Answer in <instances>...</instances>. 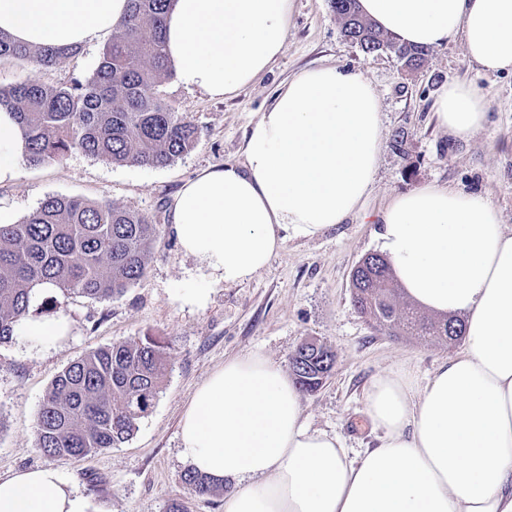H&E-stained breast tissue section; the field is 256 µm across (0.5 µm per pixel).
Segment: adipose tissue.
Returning a JSON list of instances; mask_svg holds the SVG:
<instances>
[{
	"label": "adipose tissue",
	"mask_w": 512,
	"mask_h": 512,
	"mask_svg": "<svg viewBox=\"0 0 512 512\" xmlns=\"http://www.w3.org/2000/svg\"><path fill=\"white\" fill-rule=\"evenodd\" d=\"M292 0H169L164 51L179 84L212 97L250 85L281 55ZM397 41L432 48L461 36L488 73L512 72V0H359ZM128 0H0V31L29 46L107 39ZM442 130L468 140L484 98L449 81L436 100ZM372 84L332 66L300 71L251 126L243 163L188 179L171 205L180 251L213 281L252 279L286 233L312 237L360 212L382 148ZM24 156L15 114L0 107V183ZM405 296L437 316L466 317L463 348L417 383L373 379L365 413L375 447L350 455L336 433L310 428L301 393L263 356L225 360L179 422L190 468L235 488L224 512H512V231L486 198L435 184L394 198L377 233ZM15 333L49 347L65 316L22 317ZM0 512H85L54 469L0 479Z\"/></svg>",
	"instance_id": "1"
}]
</instances>
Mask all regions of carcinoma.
<instances>
[{"label":"carcinoma","instance_id":"cac0c4a2","mask_svg":"<svg viewBox=\"0 0 512 512\" xmlns=\"http://www.w3.org/2000/svg\"><path fill=\"white\" fill-rule=\"evenodd\" d=\"M167 0H129V10L104 46L93 74L66 86L27 79L0 88V106L21 124L31 165L58 162L77 150L115 165L163 167L188 153L198 128L156 95L171 75L163 52ZM348 39L373 54L386 47L402 62L425 60L422 47L401 44L359 10L358 0H330ZM75 48H29L0 31V58L51 68ZM154 225L134 211L63 195L47 197L18 224H0V344L12 339L18 320L46 288L62 297L99 301L122 295L146 269ZM352 303L375 328L392 336L455 341L464 336L457 318L428 319L399 306L401 288L387 259L372 253L351 274ZM336 354L301 343L289 357L302 379L332 372ZM170 362L151 336L118 342L70 364L48 389L37 413L36 445L53 456L84 457L117 447L132 436L161 392ZM182 481L198 495L215 490L206 475L187 470Z\"/></svg>","mask_w":512,"mask_h":512}]
</instances>
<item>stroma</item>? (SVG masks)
Wrapping results in <instances>:
<instances>
[{
  "instance_id": "35a3bbf8",
  "label": "stroma",
  "mask_w": 512,
  "mask_h": 512,
  "mask_svg": "<svg viewBox=\"0 0 512 512\" xmlns=\"http://www.w3.org/2000/svg\"><path fill=\"white\" fill-rule=\"evenodd\" d=\"M102 49L99 43L82 46L77 55L47 69L0 59V87L29 78L46 84L84 79L96 68ZM323 65L361 74L380 98L384 141L364 214L313 237L287 236L248 282H211L172 237L175 193L202 169L243 162L245 136L279 88L299 71ZM455 78L469 81L488 108L484 127L459 143L438 127L433 109L440 87ZM157 94L198 128L195 147L171 164L117 166L74 151L52 164L21 163L17 179L0 184V209L18 221L47 196L67 195L137 212L155 227L145 273L122 296L58 299V313L72 324L67 340L35 348L16 336L0 344V478L56 469L84 500L86 512H167L176 499L188 512H224L232 481L207 496L196 495L182 481L187 465L181 455V414L195 389L226 359L259 354L284 367L307 339L336 354L326 383L302 397L308 424L339 433L353 452L374 447L364 402L372 379L384 371L408 370L425 380L458 346L384 335L354 308L351 270L363 256L380 250L368 214L415 187L437 183L489 198L512 229V73L481 71L469 60L461 37L431 48L423 68L412 73L394 54L368 56L347 40L329 0H293L283 52L254 83L214 98L170 78ZM400 130L405 144L398 151L392 143ZM190 288L208 289L207 301L189 303L185 293ZM143 336L165 345L170 367L133 436L85 457L51 456L37 448L36 414L54 378L98 348Z\"/></svg>"
}]
</instances>
